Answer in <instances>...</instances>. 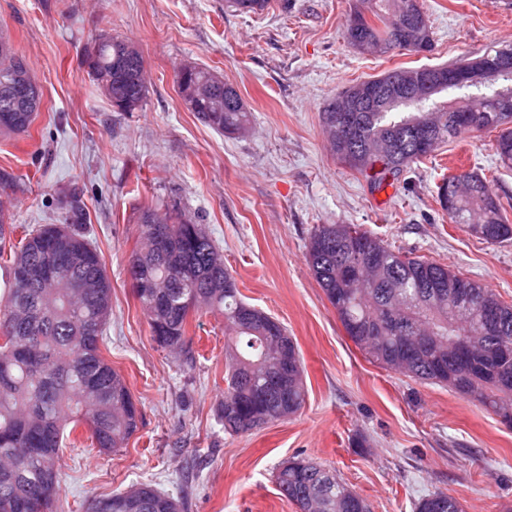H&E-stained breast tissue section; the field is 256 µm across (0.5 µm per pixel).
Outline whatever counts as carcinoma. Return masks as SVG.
Wrapping results in <instances>:
<instances>
[{
	"label": "carcinoma",
	"instance_id": "cac0c4a2",
	"mask_svg": "<svg viewBox=\"0 0 512 512\" xmlns=\"http://www.w3.org/2000/svg\"><path fill=\"white\" fill-rule=\"evenodd\" d=\"M407 0H355L344 37L358 51L387 54L433 50L428 15L423 9L401 20ZM236 12H261L270 0H225ZM128 41L109 36L96 42L85 63L98 85L109 86L112 97L139 109L147 90L139 63L127 53ZM15 50L0 53V112L12 106L11 84L17 62ZM496 83L470 85L460 98H435L408 109L390 104L377 112L353 113L352 129L336 127V101L355 89L351 84L322 110L323 134L336 159L370 178L376 189L397 181L412 165L423 162L443 144L467 131L499 130L495 152L512 167V128L502 94L512 92V73ZM190 111L217 131L242 134L250 111L237 90L224 86V95L196 101ZM427 129L434 146L416 149L412 131ZM379 163L394 171L370 170ZM437 202L451 224L484 230L481 240H512L507 207L493 194L488 179L477 172L450 175L437 187ZM143 241L137 255L141 280L153 284L135 292L143 307L152 339L186 351L188 316L205 308L224 318L226 370L224 401L239 404L236 416L221 415L224 430L242 433L240 416L252 408L255 390L265 395L273 412L283 404L295 414L304 405L303 367L296 344L286 328L264 312L250 321L240 316L245 306L238 288L224 284L236 279L224 258L196 219L173 205L160 212L138 211ZM15 227L0 214V258L9 254L7 289L0 296V512H28L26 503L42 499L45 512H54L60 488V448L66 433L87 427L91 446L100 454L126 447L141 422V412L125 379L101 354L105 327L112 313V282L97 249L89 242L82 208L68 202L63 224H42L23 230L12 241ZM166 231V252H157L151 238ZM63 238L87 255L86 263L58 271L50 283H20L14 267L38 265L53 255L41 249ZM306 260L350 339L375 363L412 378L448 385L491 409L512 424V302L479 282L424 256L390 249L359 224H319L310 234ZM500 311L495 331L486 330L479 305ZM432 336L436 346L406 356L401 340ZM473 343L466 361L452 356L457 340ZM288 370V391L277 379ZM280 494L299 512H359V494L335 473L305 459L282 463L275 473ZM416 512H462L460 502L442 490L415 504ZM88 512H178V504L150 484L93 500Z\"/></svg>",
	"mask_w": 512,
	"mask_h": 512
}]
</instances>
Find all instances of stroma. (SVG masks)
Returning <instances> with one entry per match:
<instances>
[{
	"label": "stroma",
	"instance_id": "1",
	"mask_svg": "<svg viewBox=\"0 0 512 512\" xmlns=\"http://www.w3.org/2000/svg\"><path fill=\"white\" fill-rule=\"evenodd\" d=\"M354 0H271L254 14L224 0H0V34L28 62L42 107L28 133L0 134V169L23 180L14 223L60 224L78 195L89 238L112 279L101 347L126 380L142 422L125 449L62 448L59 512L147 483L180 512H297L274 473L304 458L336 470L371 512H414L441 489L464 512H512V428L472 398L369 360L345 333L305 252L319 224H360L400 252L425 255L512 302V241L489 244L449 223L435 202L443 176L483 169L512 195L492 131H474L414 165L405 182L371 188L340 164L322 133L324 105L345 86L395 68L441 66L512 40L503 0H420L434 47L360 53L344 39ZM135 43L148 73L141 109L114 111L85 57L101 34ZM222 76L251 113L225 134L186 109L174 71ZM176 203L201 216L245 302L297 344L302 409L231 434L224 398V321L189 318L193 362L153 341L127 279L139 209ZM366 439L357 447L355 437Z\"/></svg>",
	"mask_w": 512,
	"mask_h": 512
}]
</instances>
